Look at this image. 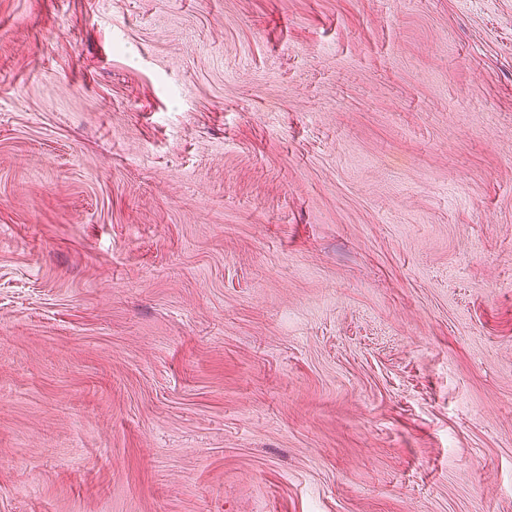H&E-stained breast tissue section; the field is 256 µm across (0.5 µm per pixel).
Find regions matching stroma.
Returning <instances> with one entry per match:
<instances>
[{"instance_id":"1","label":"stroma","mask_w":512,"mask_h":512,"mask_svg":"<svg viewBox=\"0 0 512 512\" xmlns=\"http://www.w3.org/2000/svg\"><path fill=\"white\" fill-rule=\"evenodd\" d=\"M0 512H512V0H0Z\"/></svg>"}]
</instances>
